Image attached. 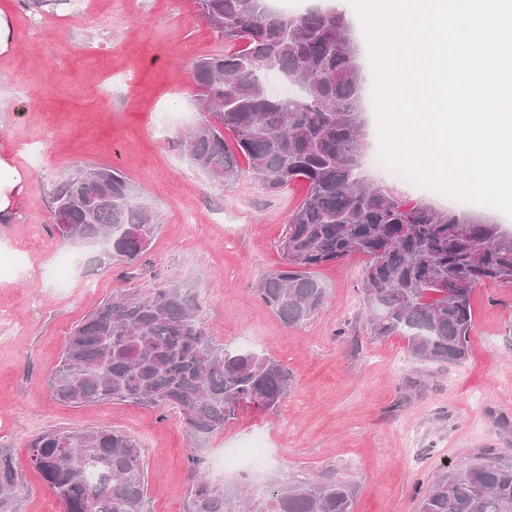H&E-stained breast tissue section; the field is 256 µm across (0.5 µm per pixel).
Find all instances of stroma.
I'll list each match as a JSON object with an SVG mask.
<instances>
[{"label": "stroma", "instance_id": "35a3bbf8", "mask_svg": "<svg viewBox=\"0 0 512 512\" xmlns=\"http://www.w3.org/2000/svg\"><path fill=\"white\" fill-rule=\"evenodd\" d=\"M98 0L20 8L14 48L0 60V156L29 176L18 209L0 222V448L22 473L20 512H65L30 464L31 441L47 429L107 427L142 446L149 512H186L194 475L215 486L247 478L215 468L240 437L263 433L271 460L262 480L333 472L356 490L354 512H418V486L444 465L491 450L512 455V285L479 286L468 358H413L398 336L366 328L364 260L317 270L330 291L318 315L293 329L259 299L256 285L282 268L279 240L303 183L272 192L247 167L214 182L181 141L200 117L192 74L202 56L227 45L196 0ZM87 164L119 169L134 201L149 206L157 232L144 259L126 268L100 251L52 233L53 183ZM69 254L66 287L49 277ZM192 288L217 343L251 337L278 360L292 385L276 410L238 411L207 438L199 467L179 414L131 403L75 406L56 401L47 381L73 328L120 288Z\"/></svg>", "mask_w": 512, "mask_h": 512}]
</instances>
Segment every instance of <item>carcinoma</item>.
Listing matches in <instances>:
<instances>
[{
  "label": "carcinoma",
  "mask_w": 512,
  "mask_h": 512,
  "mask_svg": "<svg viewBox=\"0 0 512 512\" xmlns=\"http://www.w3.org/2000/svg\"><path fill=\"white\" fill-rule=\"evenodd\" d=\"M198 3L224 41L245 46L194 63L205 108L182 139L185 152L218 183L238 173L239 153L267 189L307 187L280 238L284 267L262 278L260 299L283 325L299 327L328 299L315 270L360 255L369 335L400 336L421 361L461 363L475 287L512 284V232L475 213L411 204L360 177L364 77L347 16L321 8L282 14L269 0ZM270 69L299 94L269 95L262 73ZM51 204L54 228H70L67 240L99 246L118 264L134 265L157 230L114 168L61 179ZM290 385L273 357L217 343L184 286L117 289L75 326L48 382L56 400L77 406L172 408L197 443L243 406L275 410ZM30 462L65 512H147L145 457L124 433L46 430L31 443ZM20 484L13 455L0 449V512H18ZM418 495L419 512H512V459L481 452L446 467ZM354 499V487L336 478L247 490L201 480L187 512H353Z\"/></svg>",
  "instance_id": "obj_1"
}]
</instances>
